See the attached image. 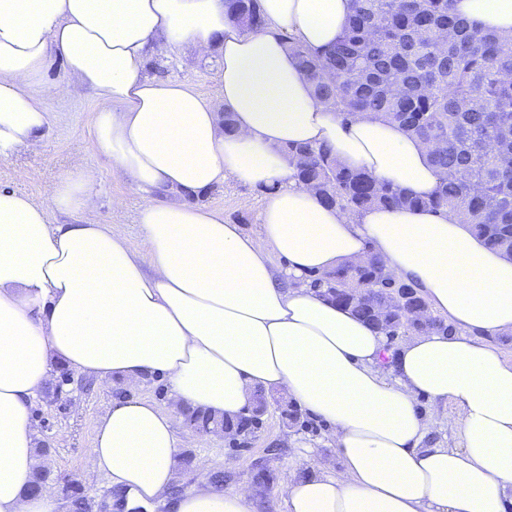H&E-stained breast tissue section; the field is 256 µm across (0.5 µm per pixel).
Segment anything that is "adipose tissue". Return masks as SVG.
I'll return each instance as SVG.
<instances>
[{
	"instance_id": "adipose-tissue-1",
	"label": "adipose tissue",
	"mask_w": 512,
	"mask_h": 512,
	"mask_svg": "<svg viewBox=\"0 0 512 512\" xmlns=\"http://www.w3.org/2000/svg\"><path fill=\"white\" fill-rule=\"evenodd\" d=\"M260 6L267 26L250 33L224 0H0V159L38 149L46 98L82 90L102 103L94 133L113 180L147 198L131 240L100 221L83 167L41 203L0 189V512H58L56 496L27 487L39 467L31 409L60 364L128 390L157 376L175 404L227 417L271 390L324 421L341 471L294 474L284 512H512V359L493 343L512 334V256L458 212L353 217L297 183L292 144L329 145L341 164L420 197L440 175L397 125L316 101L291 46L336 43L351 0ZM453 11L512 37V0H453ZM185 45L189 67L221 55L219 101L145 75L156 47ZM53 58L64 75L49 85ZM227 180L266 190L259 235L184 200ZM53 211L69 222L50 223ZM372 255L422 290L447 334L392 351L309 288V275ZM424 399L454 405L459 447L424 446ZM178 446L171 413L120 398L97 423L87 465L130 510L167 500L172 512H252L247 489L210 488L204 463L171 496Z\"/></svg>"
}]
</instances>
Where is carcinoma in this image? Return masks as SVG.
<instances>
[{"mask_svg": "<svg viewBox=\"0 0 512 512\" xmlns=\"http://www.w3.org/2000/svg\"><path fill=\"white\" fill-rule=\"evenodd\" d=\"M230 18L243 30L265 26L258 0H228ZM453 0H352L341 39L321 53L293 47L316 100L343 116L370 112L399 125L426 146L440 143L431 162L442 177L421 198L336 161L326 146L285 149L295 179L315 188L319 200L350 215L378 207L462 212L478 235L496 249L512 250V39L470 29L452 12ZM319 295L386 333H448L435 318L427 326L387 306L373 309L395 288V279L372 256L352 271L339 267L312 275ZM185 422L207 428L225 420L202 410ZM248 445L262 428L257 417L225 421ZM67 512H95L97 503L78 488L65 497Z\"/></svg>", "mask_w": 512, "mask_h": 512, "instance_id": "obj_1", "label": "carcinoma"}]
</instances>
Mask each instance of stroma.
<instances>
[{
  "label": "stroma",
  "instance_id": "1",
  "mask_svg": "<svg viewBox=\"0 0 512 512\" xmlns=\"http://www.w3.org/2000/svg\"><path fill=\"white\" fill-rule=\"evenodd\" d=\"M184 54L178 50L157 49L146 63L148 77L176 80L197 93L217 98L213 80L215 60L203 59L193 66L183 64ZM46 107L51 114L50 128L42 146L35 151L21 150L11 158L0 160V189H11L42 201L47 190L67 170L81 165L95 177L100 191V214L114 234L129 239L141 236L138 212L145 200L133 183L113 180L111 163L101 152L93 135V122L100 101L88 93L77 92L66 98H50ZM124 201L122 207L112 205L113 198ZM250 199V208H243L242 199ZM193 204L220 212L225 219L241 225L248 233L258 232L256 215L265 202V194L234 181L212 187L193 197ZM122 392L108 382L84 387L80 374L62 385L58 396L40 393L32 409L40 440L46 441L51 453L44 463L59 481L47 489L64 496L65 483L79 485L85 494L100 498L109 489L105 475L89 471L85 455L91 448L99 418L111 409ZM268 405L264 426L248 447L234 449L218 435H200L177 420V435L183 443L178 453L189 456V463H178L173 483L175 492L192 487L195 465L207 461L211 471L224 474V489L239 486L251 489L253 512H281L288 480L295 470L308 474H337L340 462L329 445L327 426L313 416H306L305 426H296L283 415L284 403L273 392L266 393ZM270 469L275 481L270 488L256 487L253 474L257 465Z\"/></svg>",
  "mask_w": 512,
  "mask_h": 512
}]
</instances>
